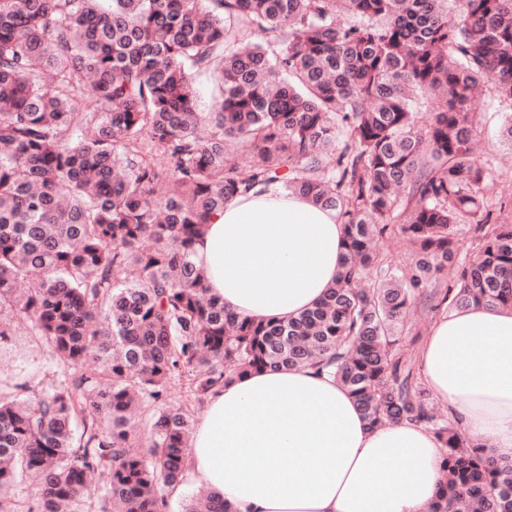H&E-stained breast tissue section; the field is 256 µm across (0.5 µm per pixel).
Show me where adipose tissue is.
Segmentation results:
<instances>
[{
	"label": "adipose tissue",
	"instance_id": "adipose-tissue-1",
	"mask_svg": "<svg viewBox=\"0 0 512 512\" xmlns=\"http://www.w3.org/2000/svg\"><path fill=\"white\" fill-rule=\"evenodd\" d=\"M193 252L229 312L286 321L334 282L343 229L334 210L257 188L226 201ZM418 367L466 435L491 437L512 459V310L483 304L439 317ZM188 466L237 512H431L443 479L423 426L369 427L348 392L310 368L247 374L210 395Z\"/></svg>",
	"mask_w": 512,
	"mask_h": 512
}]
</instances>
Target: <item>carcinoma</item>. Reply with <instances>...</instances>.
<instances>
[{
  "mask_svg": "<svg viewBox=\"0 0 512 512\" xmlns=\"http://www.w3.org/2000/svg\"><path fill=\"white\" fill-rule=\"evenodd\" d=\"M488 83L512 105V0H0V310L67 367L0 397V512H165L194 406L299 367L369 426L437 438L432 512H512V461L432 407L399 345L420 306L512 308V198L472 148ZM239 147L261 163L243 171ZM269 185L336 211L346 253L319 304L259 323L208 293L192 244ZM394 230L404 267L373 248ZM184 512L236 510L201 491Z\"/></svg>",
  "mask_w": 512,
  "mask_h": 512,
  "instance_id": "1",
  "label": "carcinoma"
}]
</instances>
